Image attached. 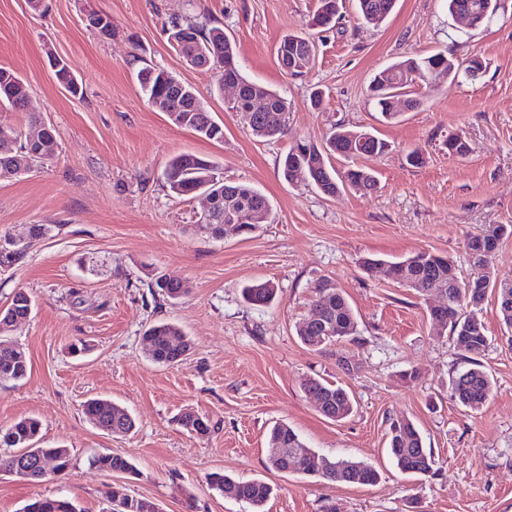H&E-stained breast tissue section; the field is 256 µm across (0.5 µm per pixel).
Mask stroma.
<instances>
[{
  "label": "stroma",
  "instance_id": "obj_1",
  "mask_svg": "<svg viewBox=\"0 0 512 512\" xmlns=\"http://www.w3.org/2000/svg\"><path fill=\"white\" fill-rule=\"evenodd\" d=\"M0 0V67L29 89L26 111L0 106V126L23 133L54 129L59 150L32 172L0 180V234L26 236L31 225L52 231L34 240L23 265L0 270V307L14 291L35 300L28 321L10 338L26 352L27 376L0 384V427L29 415L42 423L41 444L69 449L67 474L31 483L0 472V512H20L35 497L66 496L80 512H109L114 484L159 505L162 512H251L211 488L226 472L260 478L274 493L265 512H512V333L495 295L482 319L491 338L481 357L493 379L478 411L457 404L448 388L460 360L449 336L432 331L427 307L413 291L364 270L366 258L393 260L420 251L448 256L461 277L472 268L467 239L486 224H512V0H498L493 19L471 29L448 13L445 0H397L381 25L345 15L318 36L313 68L286 75L275 49L282 36L307 32L317 0ZM112 19V34L89 27L90 12ZM191 16L223 27L243 74L288 101V132L266 141L246 117L227 111L213 72L186 65L167 28ZM482 57L478 77L436 88L410 84L418 110L385 123L367 99L373 76L411 55L441 49ZM69 65L82 88L60 86L49 56ZM168 71L194 86L222 140H207L173 124L143 97L136 72ZM322 88L321 108L310 93ZM371 130L386 153L359 158L377 189L328 198L288 184L278 160L295 141H321L334 124ZM462 133L467 157L449 156L442 142ZM421 148L424 162L406 154ZM181 152L216 162L225 181L250 185L269 198L274 222L247 236L220 239L197 232L195 206L162 181ZM187 281L182 299L154 300L153 275ZM332 278L355 311L360 336L338 350L305 347L295 326L317 299L316 282ZM272 282L275 302H245L244 285ZM177 323L192 340L178 364L149 361L143 340L153 323ZM86 341L76 356L71 343ZM318 376L347 387L353 413L326 419L302 389ZM101 398L124 407L136 429L112 435L85 415ZM191 411L211 429L198 435L177 419ZM408 418L431 450L434 471L402 473L387 451L391 421ZM292 427L318 454L373 465L376 484H329L316 476L268 470L267 431ZM112 452L136 474L116 477L92 468L90 456Z\"/></svg>",
  "mask_w": 512,
  "mask_h": 512
}]
</instances>
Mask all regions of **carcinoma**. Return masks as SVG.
Segmentation results:
<instances>
[{"mask_svg": "<svg viewBox=\"0 0 512 512\" xmlns=\"http://www.w3.org/2000/svg\"><path fill=\"white\" fill-rule=\"evenodd\" d=\"M358 17L366 23L384 22L395 7L396 0H355ZM448 12L452 15L472 12L478 17L477 26L488 23L495 10L496 0H446ZM343 0H318L312 15L310 27L325 32L336 27L342 17ZM169 38L178 44L186 54L196 52L208 54L211 64L208 69L216 71L219 88H224V79L236 81L240 87L239 97L230 110L243 113L254 136L272 140L282 136L286 127L269 128L262 121V113L255 111L259 103L270 111H288L286 99L278 92L246 78L241 71L236 50L224 29L218 26L207 27L192 19H173L168 28ZM316 42L309 35L287 34L280 40L276 56L280 69L288 72L285 65L292 61L310 69L315 60ZM412 75L428 88L443 82H455L469 75V65L450 50L408 57L395 62L378 72L368 88V100L375 103L382 118L387 122L396 120L400 113L393 110L392 100L396 96L406 97L408 110L418 109L422 101L405 92L404 78ZM138 83L148 104L160 105V111L177 110L174 123L190 129L197 135L209 139L224 138V128L215 122L206 109L196 89L169 72L146 65L139 69ZM29 98L27 86L13 71L0 68V104H7L18 110L25 109ZM448 156L464 158L470 147L458 133L448 135L445 141ZM388 144L374 133L363 128H349L337 125L331 128L317 144L310 140L293 143L279 159V169L284 180L314 187L325 196L333 197L349 189L368 194L377 188L374 175L366 168L350 165L336 169L331 159L353 160L363 156L381 155ZM39 154L17 150L10 158L0 155V178L20 176L18 170L28 172L37 162L52 159L58 151L55 133L46 135L38 148ZM163 182L169 192L179 198L192 200L209 190L224 191V205L214 212L211 224L202 225L224 228L237 218H245L238 224L242 234L249 235L256 225L246 222L253 216L265 215L273 218L271 203L266 195L245 184L224 181L223 172L213 161L192 153L174 155L163 170ZM512 236V224H487L480 232L467 239L472 273L462 279L458 276L453 261L443 255L419 252L397 261L382 262L380 259H367L363 266L375 271L376 266L385 264L386 277L426 298L428 293L441 288L445 293L446 308L438 317H431L433 327L449 330L466 367L450 379L452 396L462 406L476 411L489 399L492 392V379L479 357L488 348L489 336L484 321L480 317L482 304L488 293L497 296L501 319L506 328L512 329V283L493 281L490 263L499 244ZM154 293L167 301L177 300L189 293L183 281L168 280L159 276L150 283ZM315 305L325 306V315L311 322L304 320L296 326V335L307 347L322 353L333 352V347L344 340L353 339L359 334L356 315L343 296L341 289L331 279L319 281ZM273 284H249L242 289L244 300L255 306H267L275 298ZM33 301L23 289L14 292L4 317L14 321H26L33 311ZM149 344L148 358L157 365L169 366L183 359L191 349V340L176 323L158 322L152 325L144 337ZM28 372V359L25 352L6 336L0 335V383L18 381ZM304 392L322 402L319 412L330 420L348 417L354 409V399L341 385L324 379L309 377L302 384ZM86 416L97 421L111 434H128L135 428V421L125 408L91 399L84 405ZM179 424L189 432L210 430L208 420L194 412H185ZM41 422L34 416L21 418L8 428H0V441L10 447L29 451L33 454L50 457L56 461L54 472L65 473L71 466L72 458L67 448H42L39 446ZM268 445L283 448L280 457H269L268 467L279 472L311 474L305 462L317 453L308 447L286 423L274 424L268 432ZM388 451L398 469L404 473L427 475L433 469L431 454L427 453L423 439L415 424L406 418L391 422L389 426ZM89 463L107 472L132 475L135 465L120 454L102 453L89 458ZM329 470L322 478L334 483L372 485L378 481L376 468L362 462H353L350 471L336 470V462L328 461ZM213 489L224 497L245 502L253 512L262 508L272 494L269 484L260 479L241 480L221 472L210 475ZM112 501L120 508L115 512H156V503L131 496L120 487L112 488ZM22 512H78L74 502L65 496L35 498L26 504Z\"/></svg>", "mask_w": 512, "mask_h": 512, "instance_id": "cac0c4a2", "label": "carcinoma"}]
</instances>
